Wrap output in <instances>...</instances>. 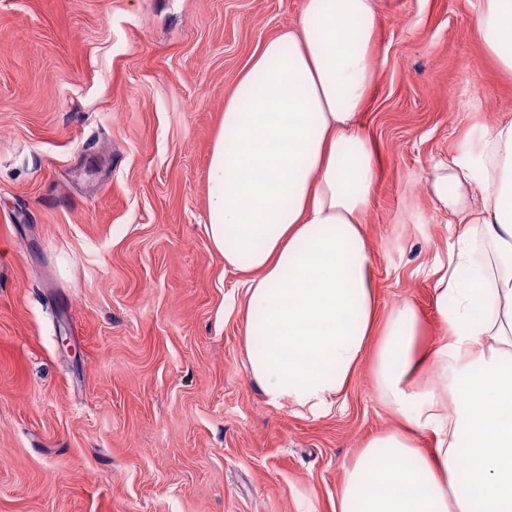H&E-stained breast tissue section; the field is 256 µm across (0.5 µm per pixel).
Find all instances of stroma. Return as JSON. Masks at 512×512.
I'll return each mask as SVG.
<instances>
[{"mask_svg":"<svg viewBox=\"0 0 512 512\" xmlns=\"http://www.w3.org/2000/svg\"><path fill=\"white\" fill-rule=\"evenodd\" d=\"M304 0H0V512H333L398 421L365 357L321 411L246 369L245 276L206 234L224 101ZM479 0H377L364 114L379 314L443 327L429 169L512 120Z\"/></svg>","mask_w":512,"mask_h":512,"instance_id":"1","label":"stroma"}]
</instances>
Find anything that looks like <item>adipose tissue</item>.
<instances>
[{"label": "adipose tissue", "mask_w": 512, "mask_h": 512, "mask_svg": "<svg viewBox=\"0 0 512 512\" xmlns=\"http://www.w3.org/2000/svg\"><path fill=\"white\" fill-rule=\"evenodd\" d=\"M377 27L372 0H304L264 45L224 103L208 238L249 276L246 368L270 405L326 408L374 356L376 392L402 426L364 445L334 512H512V120L427 177L459 233L433 271L444 333L421 345L412 302L377 316L364 223ZM475 27L512 72V0H481Z\"/></svg>", "instance_id": "obj_1"}]
</instances>
